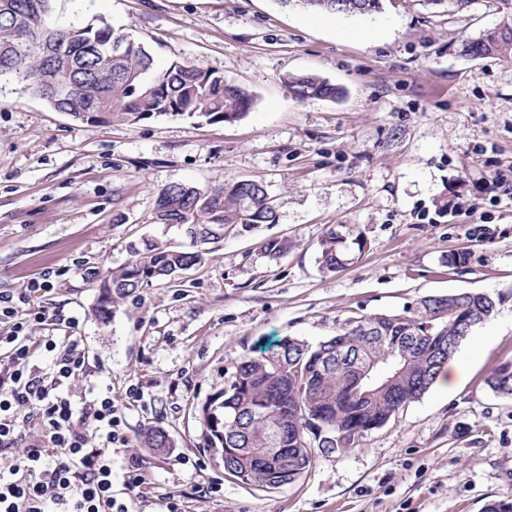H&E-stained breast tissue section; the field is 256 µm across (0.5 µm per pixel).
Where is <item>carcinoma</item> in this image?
Wrapping results in <instances>:
<instances>
[{
  "label": "carcinoma",
  "mask_w": 512,
  "mask_h": 512,
  "mask_svg": "<svg viewBox=\"0 0 512 512\" xmlns=\"http://www.w3.org/2000/svg\"><path fill=\"white\" fill-rule=\"evenodd\" d=\"M53 0H0V77L24 78L29 92L85 123H136L159 116H197L209 122L233 123L243 119L253 98L233 80L198 64L173 63L155 67L149 51L108 24L60 27L50 21ZM387 0H282L316 13L370 16L383 12ZM431 9L461 11L471 0H420ZM503 16L492 28L461 43L460 52L472 58L512 60V0H501ZM123 54L109 59L115 39ZM284 83L300 100L342 97L343 88L314 73L292 74ZM277 212L258 181H226L202 190L186 184L164 188L158 197L155 223L223 226L224 236L251 232L274 224ZM206 246L196 247L191 237L179 244L148 239L129 249V259L107 270L101 288L106 300L95 316L108 321L120 300L154 279L166 280L197 264ZM363 253L360 234L327 232L319 247V265L331 273ZM494 301L485 293L453 292L447 300L430 295L415 308L397 314H377L346 323L334 336L316 344L296 337L282 339L270 355L238 364L221 393L203 407L212 448H236L238 457L227 461L238 480L254 483L250 460L265 461L269 448L288 449L287 485L293 470L306 471L315 454L353 448L369 431L385 425L436 382L462 340L493 312ZM380 326L384 338L357 333L358 324ZM402 346L409 356L398 365L392 390L358 393L347 363L360 359L377 368L390 360L391 350ZM490 389L512 397V361L500 364L489 376ZM335 428L343 441L309 442L313 421ZM147 447H170L167 435L149 428Z\"/></svg>",
  "instance_id": "cac0c4a2"
}]
</instances>
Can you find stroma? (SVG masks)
I'll use <instances>...</instances> for the list:
<instances>
[{"instance_id": "35a3bbf8", "label": "stroma", "mask_w": 512, "mask_h": 512, "mask_svg": "<svg viewBox=\"0 0 512 512\" xmlns=\"http://www.w3.org/2000/svg\"><path fill=\"white\" fill-rule=\"evenodd\" d=\"M499 8L473 0L431 13L394 0L359 17L279 0H54L55 22L104 20L158 67L196 63L254 99L233 123L87 124L0 80V293L52 271L37 304L76 318L89 352L72 399L111 387L130 439L112 452L114 491L127 452L147 462L135 512H160L168 492L187 496L189 512H484L512 495V398L487 385L512 360V62L459 52L498 23ZM300 73L345 94L297 100L283 79ZM249 179L265 184L276 223L210 245L175 280L143 285L109 322L96 318L97 277L129 244L181 241L154 221L164 187ZM345 226L368 246L322 272L320 241ZM271 238L288 239V253H266ZM457 251L465 263L447 265ZM458 291L488 294L495 311L460 344L468 367L455 388L433 385L277 489L241 483L208 447L202 407L242 360L287 336L315 343L346 320ZM132 387L140 400L127 398ZM150 427L170 448L143 447Z\"/></svg>"}]
</instances>
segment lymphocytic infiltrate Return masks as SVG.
Returning a JSON list of instances; mask_svg holds the SVG:
<instances>
[{
    "mask_svg": "<svg viewBox=\"0 0 512 512\" xmlns=\"http://www.w3.org/2000/svg\"><path fill=\"white\" fill-rule=\"evenodd\" d=\"M49 275L12 294H0V452L22 454L0 474V512H129L113 490L110 448L129 438L112 399L100 390L82 408L63 393L87 373L89 355L81 337L46 336L42 347L54 355L52 372L33 370L32 329L44 325L45 309H33L37 293L50 290Z\"/></svg>",
    "mask_w": 512,
    "mask_h": 512,
    "instance_id": "lymphocytic-infiltrate-1",
    "label": "lymphocytic infiltrate"
}]
</instances>
